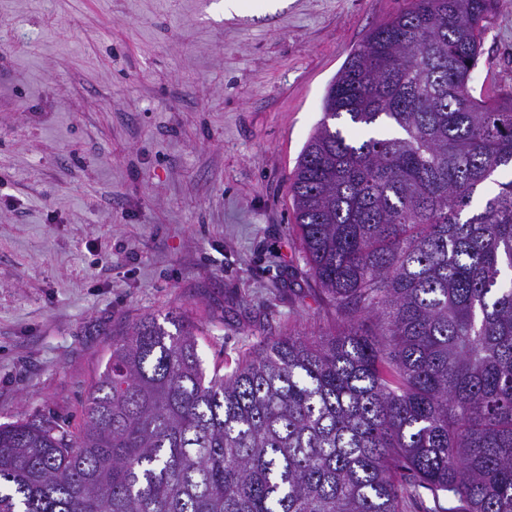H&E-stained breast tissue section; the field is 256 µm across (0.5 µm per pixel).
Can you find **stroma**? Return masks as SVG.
Returning <instances> with one entry per match:
<instances>
[{
	"instance_id": "35a3bbf8",
	"label": "stroma",
	"mask_w": 512,
	"mask_h": 512,
	"mask_svg": "<svg viewBox=\"0 0 512 512\" xmlns=\"http://www.w3.org/2000/svg\"><path fill=\"white\" fill-rule=\"evenodd\" d=\"M0 0V424L77 426L112 334L187 312L207 375L321 332L288 193L329 82L406 0ZM474 97L512 89L496 0Z\"/></svg>"
}]
</instances>
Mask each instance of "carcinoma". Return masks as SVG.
<instances>
[{
  "mask_svg": "<svg viewBox=\"0 0 512 512\" xmlns=\"http://www.w3.org/2000/svg\"><path fill=\"white\" fill-rule=\"evenodd\" d=\"M495 0H408L323 97L289 176L328 333L206 378L145 315L72 430L0 426V512H512V92L469 91Z\"/></svg>",
  "mask_w": 512,
  "mask_h": 512,
  "instance_id": "obj_1",
  "label": "carcinoma"
}]
</instances>
